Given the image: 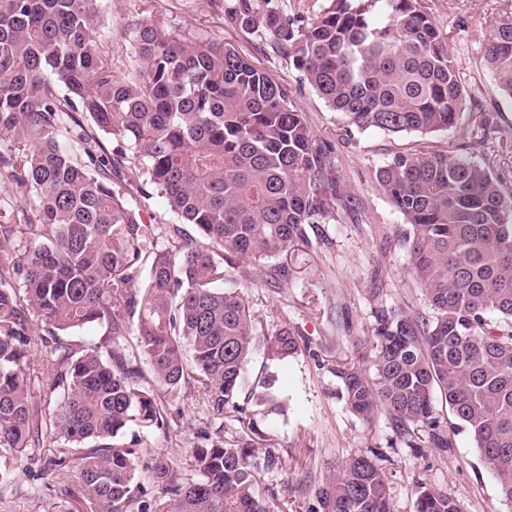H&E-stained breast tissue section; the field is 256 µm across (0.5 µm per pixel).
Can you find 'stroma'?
Returning <instances> with one entry per match:
<instances>
[{"label": "stroma", "instance_id": "obj_1", "mask_svg": "<svg viewBox=\"0 0 512 512\" xmlns=\"http://www.w3.org/2000/svg\"><path fill=\"white\" fill-rule=\"evenodd\" d=\"M237 0H98L103 25L100 43L112 46V70L120 78L132 74L135 25L147 22L181 37L231 44L243 56L270 70L280 81L295 84L299 73L277 56L267 41L228 25L226 13ZM436 24L448 35V52L471 96L472 110L458 127L429 135L437 149H454L468 141L475 112L490 114L495 132L487 145L472 146L473 155L512 184V101L498 91L484 50L493 18L512 13V0H427ZM317 137L335 147L336 175L356 201L354 212L339 223L317 224L307 242L269 260L262 270L244 268L241 292L247 300L254 334L288 326L300 349L279 364L255 353L237 402L252 415L255 427L270 430L267 447L277 449L279 470L267 473L266 484L288 500L293 512H309L315 495L355 456L377 453L390 488V512H415L421 485L446 490L461 512H512L498 495L491 472L466 434L451 435V444L436 448L403 434L385 410L371 421L350 412L342 398L338 366L371 371L373 328L377 310L431 317L423 290L409 272L401 245L407 226L375 184V171L395 153L415 146L416 134L379 130H343L311 89L297 95ZM284 275H274V268ZM278 376L288 413L276 428L257 414L251 401L260 378ZM169 427L151 435L158 458L193 477L192 448L202 445V431L213 430L198 395L183 389L164 401ZM52 441L35 448L32 459L11 472L14 492L0 497V512H90L78 473L50 479L38 497H27L32 471L56 454Z\"/></svg>", "mask_w": 512, "mask_h": 512}]
</instances>
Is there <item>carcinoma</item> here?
I'll list each match as a JSON object with an SVG mask.
<instances>
[{"label":"carcinoma","mask_w":512,"mask_h":512,"mask_svg":"<svg viewBox=\"0 0 512 512\" xmlns=\"http://www.w3.org/2000/svg\"><path fill=\"white\" fill-rule=\"evenodd\" d=\"M239 0L227 21L269 41L343 119V129L422 136L455 126L468 93L448 37L424 0H325L313 18ZM96 0H0V177L31 208L0 202V463L22 462L45 438L70 450L92 512H288L253 444L224 428L191 449L195 477L154 458L136 425L166 429L155 386L197 389L210 421L241 412L254 352L284 360L299 341L282 327L259 341L230 278L308 240L312 224L352 209L333 145L319 139L296 92L232 46L185 41L154 24L134 29L139 69L112 74L93 40ZM485 61L512 101V14L491 25ZM403 216L401 245L432 319L376 312L374 378L336 376L364 420L383 408L410 436L448 447L472 439L499 496L512 503V191L467 152L426 145L377 168ZM157 194L177 218L152 241L143 206L115 185ZM191 224L197 235L186 232ZM93 324L92 347L64 337ZM134 346H128L129 337ZM39 363L53 402L32 399L22 367ZM254 391L257 408L287 407ZM448 407L449 426L434 416ZM377 462L353 457L310 512H390ZM415 512H460L421 486Z\"/></svg>","instance_id":"cac0c4a2"}]
</instances>
